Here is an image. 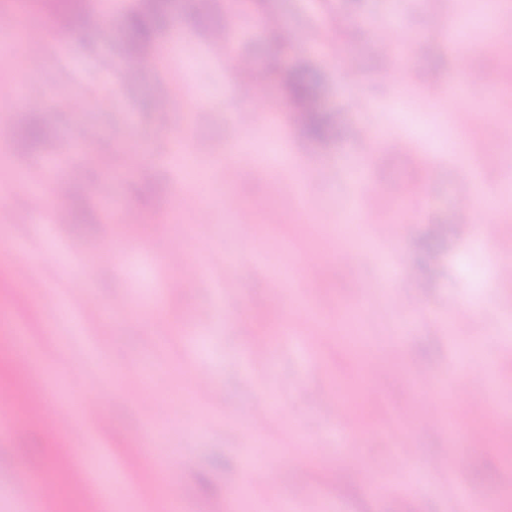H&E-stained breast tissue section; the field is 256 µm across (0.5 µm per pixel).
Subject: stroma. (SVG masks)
Listing matches in <instances>:
<instances>
[{
    "label": "stroma",
    "mask_w": 512,
    "mask_h": 512,
    "mask_svg": "<svg viewBox=\"0 0 512 512\" xmlns=\"http://www.w3.org/2000/svg\"><path fill=\"white\" fill-rule=\"evenodd\" d=\"M97 2L61 18L0 0L43 32L37 74L0 61V82L20 88L0 107V187L66 185L57 203L70 215L15 207L0 221V239L38 258L49 294L18 288L0 257V325L56 387L27 393L0 347V512H109L111 500L140 512H461V487L472 512H512V280L493 246L512 238V43L479 60L487 100L469 97L454 65L488 22L512 31V0L455 32L457 0H170L148 66L124 54L137 0ZM393 22L406 51L394 77L376 45ZM215 29L266 78L251 130ZM295 69L319 80L325 139L288 116L282 78ZM76 90L93 100L79 114L66 105ZM35 124L48 144L14 151ZM269 134L298 170L241 165ZM62 142L70 160L52 156ZM131 149L141 164L122 169ZM474 193L496 202L475 216L495 219L492 237L464 225L459 202ZM126 210L141 224L118 223ZM246 215L258 226L248 239ZM174 246L219 260L188 282L165 260ZM255 336L268 359L249 358ZM141 359L157 377L139 394ZM463 364L492 371L493 409L452 427L443 389ZM359 380L368 394L351 432L339 416ZM262 405L268 423L250 431ZM58 407L87 438L92 483L69 477ZM402 443L416 464L397 457ZM259 452L270 480L239 498ZM21 472L37 482L24 500L12 493Z\"/></svg>",
    "instance_id": "1"
}]
</instances>
